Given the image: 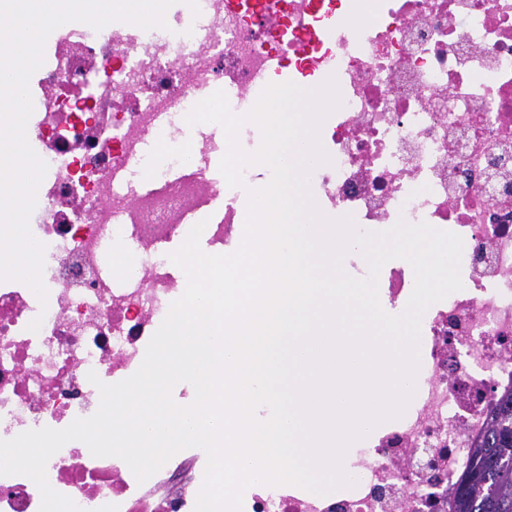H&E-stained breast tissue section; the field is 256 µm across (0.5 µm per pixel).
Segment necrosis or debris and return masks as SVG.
Masks as SVG:
<instances>
[{"label": "necrosis or debris", "instance_id": "4bbe7bcc", "mask_svg": "<svg viewBox=\"0 0 512 512\" xmlns=\"http://www.w3.org/2000/svg\"><path fill=\"white\" fill-rule=\"evenodd\" d=\"M209 10L210 27L162 36L73 21L55 30L27 124L48 165L30 226L45 246L48 301L0 282V439L92 416L89 373L115 384L140 368L185 291L159 245L216 188L201 176L131 206L112 170L138 160L163 113L192 106V83L234 87L232 111L250 110L276 56L289 79L335 78L342 98L320 129L330 161L310 177L322 208L364 231L402 218L458 234L464 287L424 313L417 395L353 458L357 486L261 489L247 512H451L489 409L512 388V0H373L368 15L359 0H209ZM245 207L243 188H225L223 222L204 229L213 246ZM126 228L138 236L134 272L119 277L105 249ZM206 462L180 452L140 482L122 459L71 441L46 473L82 512H195ZM41 501L28 477L0 476V512H40Z\"/></svg>", "mask_w": 512, "mask_h": 512}]
</instances>
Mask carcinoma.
I'll list each match as a JSON object with an SVG mask.
<instances>
[{"label":"carcinoma","mask_w":512,"mask_h":512,"mask_svg":"<svg viewBox=\"0 0 512 512\" xmlns=\"http://www.w3.org/2000/svg\"><path fill=\"white\" fill-rule=\"evenodd\" d=\"M452 512H512V390L490 408L486 430L455 486Z\"/></svg>","instance_id":"1"}]
</instances>
